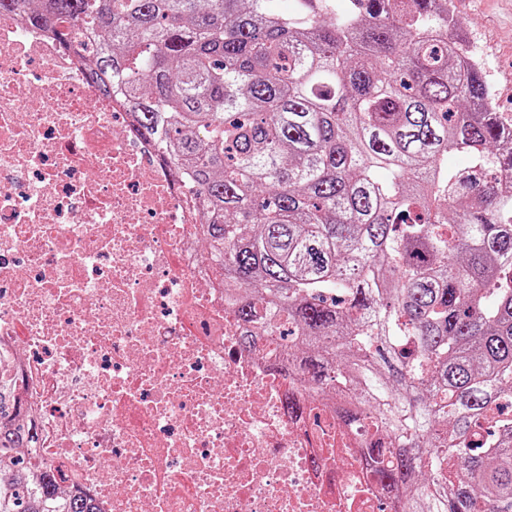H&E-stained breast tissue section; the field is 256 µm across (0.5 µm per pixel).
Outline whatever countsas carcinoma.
Returning a JSON list of instances; mask_svg holds the SVG:
<instances>
[{"instance_id": "cac0c4a2", "label": "carcinoma", "mask_w": 512, "mask_h": 512, "mask_svg": "<svg viewBox=\"0 0 512 512\" xmlns=\"http://www.w3.org/2000/svg\"><path fill=\"white\" fill-rule=\"evenodd\" d=\"M37 2L93 31L56 36L202 199L243 344L359 390L394 512H512V123L451 0ZM37 436L0 378V512H98L9 455Z\"/></svg>"}]
</instances>
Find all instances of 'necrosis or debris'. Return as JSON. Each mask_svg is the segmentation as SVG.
<instances>
[{"instance_id": "1", "label": "necrosis or debris", "mask_w": 512, "mask_h": 512, "mask_svg": "<svg viewBox=\"0 0 512 512\" xmlns=\"http://www.w3.org/2000/svg\"><path fill=\"white\" fill-rule=\"evenodd\" d=\"M87 67L0 16V350L39 434L20 456L99 512H390L362 428L287 350L242 347L196 196Z\"/></svg>"}]
</instances>
